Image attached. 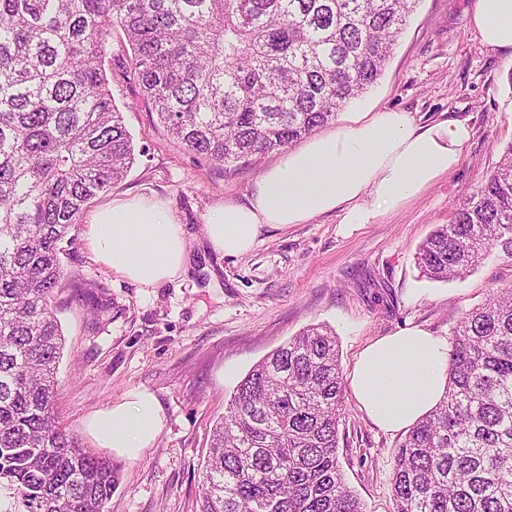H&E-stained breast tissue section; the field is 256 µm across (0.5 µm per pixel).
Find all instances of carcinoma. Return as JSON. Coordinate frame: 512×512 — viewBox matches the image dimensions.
<instances>
[{
    "mask_svg": "<svg viewBox=\"0 0 512 512\" xmlns=\"http://www.w3.org/2000/svg\"><path fill=\"white\" fill-rule=\"evenodd\" d=\"M417 0H0V487L25 512H104L112 461L56 421L60 243L134 146L102 58L125 32L143 96L187 150L283 151L377 83ZM512 264V145L420 274ZM336 336L312 325L257 362L213 430L200 512H365L338 464ZM394 512H512V285L451 331L443 398L398 444Z\"/></svg>",
    "mask_w": 512,
    "mask_h": 512,
    "instance_id": "cac0c4a2",
    "label": "carcinoma"
}]
</instances>
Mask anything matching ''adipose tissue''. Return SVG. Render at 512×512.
<instances>
[{"label":"adipose tissue","mask_w":512,"mask_h":512,"mask_svg":"<svg viewBox=\"0 0 512 512\" xmlns=\"http://www.w3.org/2000/svg\"><path fill=\"white\" fill-rule=\"evenodd\" d=\"M473 25L484 45L512 49V0H475ZM471 137L462 121L417 125L410 113L385 109L284 153L256 180L246 203L224 201L206 217L216 252H250L263 226L288 227L338 212L342 223L371 224L418 198L452 171ZM85 236L96 260L113 273L152 288L178 277L186 263L184 232L167 204L130 198L99 209ZM446 339L405 329L366 345L349 375L354 397L376 426L407 430L439 402L448 378ZM163 426L153 396L99 411L90 427L108 448L137 456Z\"/></svg>","instance_id":"ef3b65f1"}]
</instances>
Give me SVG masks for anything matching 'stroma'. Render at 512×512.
Returning a JSON list of instances; mask_svg holds the SVG:
<instances>
[{"instance_id": "35a3bbf8", "label": "stroma", "mask_w": 512, "mask_h": 512, "mask_svg": "<svg viewBox=\"0 0 512 512\" xmlns=\"http://www.w3.org/2000/svg\"><path fill=\"white\" fill-rule=\"evenodd\" d=\"M473 5L419 0L383 76L336 119L341 125L354 113L392 108L419 124L463 121L472 137L457 168L376 223L345 225L332 213L285 229L266 225L253 250L235 258L212 249L204 216L225 200L247 202L280 152L226 168L186 150L144 98L123 30L111 28L102 65L136 154L126 177L90 208L163 199L183 226L188 257L179 277L143 288L93 258L84 226L62 244L68 281L53 299L65 338L60 428L97 448L89 420L134 389L152 394L164 418L156 443L137 458L101 449L119 470L106 512H198L210 435L227 399L256 362L304 327L333 330L347 374L364 346L401 329L449 338L465 311L512 284V266L494 253L448 283L420 278L415 265L418 245L451 221L512 144V52L482 44ZM101 304L105 313L94 317ZM400 440L345 391L339 464L367 512H393L390 475Z\"/></svg>"}]
</instances>
